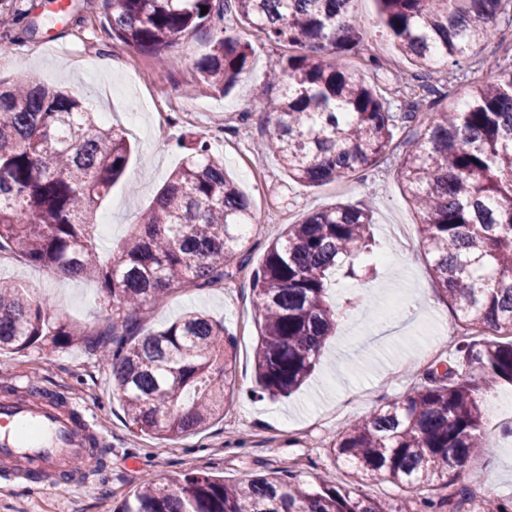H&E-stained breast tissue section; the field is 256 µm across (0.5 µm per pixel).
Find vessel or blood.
Segmentation results:
<instances>
[{"label":"vessel or blood","mask_w":512,"mask_h":512,"mask_svg":"<svg viewBox=\"0 0 512 512\" xmlns=\"http://www.w3.org/2000/svg\"><path fill=\"white\" fill-rule=\"evenodd\" d=\"M93 432L56 410L30 401H0V458L22 463L20 477L43 486L62 461L84 456Z\"/></svg>","instance_id":"vessel-or-blood-1"}]
</instances>
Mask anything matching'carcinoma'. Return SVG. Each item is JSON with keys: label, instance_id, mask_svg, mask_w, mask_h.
<instances>
[{"label": "carcinoma", "instance_id": "obj_1", "mask_svg": "<svg viewBox=\"0 0 512 512\" xmlns=\"http://www.w3.org/2000/svg\"><path fill=\"white\" fill-rule=\"evenodd\" d=\"M511 1L377 0L386 32L427 77L394 112L359 72L322 57L328 49L359 52L363 33L350 14L352 0H105L112 38L157 65L193 31L216 30L198 69L223 93L252 53L227 33L225 15L292 47L295 53L274 64L278 93L268 100L262 149L296 182L320 186L372 168L397 128L430 114L422 132L403 141L401 174L421 216L432 278L469 330L453 346L455 363L427 369L398 400L336 434L329 452L354 470L352 481L306 482L273 471L230 482L189 473L175 485L138 488L118 512H411L362 493L358 485L369 475L407 493L448 488L447 496L423 497L420 505L452 504L459 468L490 448L486 388L512 385V68L498 67L495 82L474 86L460 107L438 113L449 90L434 75L477 53ZM130 152L122 132L75 95L34 74L0 82V252L94 280L112 299V324L77 331L48 301L0 282V350L60 346L81 336L112 369L129 426L169 440L224 414L235 383V341L201 312L146 335L133 313L176 285L223 281L245 253L252 211L201 136L105 264L90 217L123 177ZM371 224L370 209L337 204L288 225L267 248L253 277L262 393L288 396L315 369L344 316L328 301L331 284L371 271Z\"/></svg>", "mask_w": 512, "mask_h": 512}]
</instances>
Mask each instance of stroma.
<instances>
[{
	"label": "stroma",
	"instance_id": "stroma-1",
	"mask_svg": "<svg viewBox=\"0 0 512 512\" xmlns=\"http://www.w3.org/2000/svg\"><path fill=\"white\" fill-rule=\"evenodd\" d=\"M71 3L60 18L56 0H16L19 17L8 35H0V77L15 81L33 73L47 86L69 88L81 99L96 100L100 112L123 130L132 147L126 178L94 213L109 221L107 230L95 234L103 254L123 241L136 212L150 206L197 135L209 136L213 152L223 157L225 170L249 199L254 216L249 253L232 277L202 288H173L164 301L139 311L138 320L145 334L191 310L223 322L236 340L235 390L223 417L208 428L161 441L129 427L111 371L80 341L0 351V380L18 391L37 385L67 393L102 438L99 454L105 462L100 469H82L80 487L67 494L0 476V512H116L140 486L179 481L192 471L229 481L273 470L303 481L316 476L346 481V468L327 453L337 431L407 392L416 380L405 370L407 361L436 337L440 321L453 317L418 243L406 246L399 240L404 229L414 238L419 234V218L403 191L400 152H387L367 173L320 187L301 185L288 178L274 155L257 149L269 120L267 75L288 56L287 45L271 44L247 23L226 18L228 33L249 42L253 53L246 73L224 94L203 83L197 66L210 31L181 40L166 64L157 66L139 49L113 41L103 0ZM352 13L364 30V47L360 54L339 57V64L359 70L393 106L402 105L413 63L381 26L376 0H353ZM103 55L116 61L111 73L95 68ZM493 61L512 66L511 15L497 19L480 55L443 67L441 76L451 88L445 107L460 106L474 85L495 79ZM335 204L372 210L373 253L387 255L388 261L377 265L371 281L345 279L331 288L330 300L346 307V321L327 340L306 383L287 398L260 396L253 273L288 225ZM0 280L50 301L72 326L112 321L111 306L95 281L63 279L8 255L0 257ZM485 431L491 448L465 463L459 483L512 500V415L489 416Z\"/></svg>",
	"mask_w": 512,
	"mask_h": 512
}]
</instances>
